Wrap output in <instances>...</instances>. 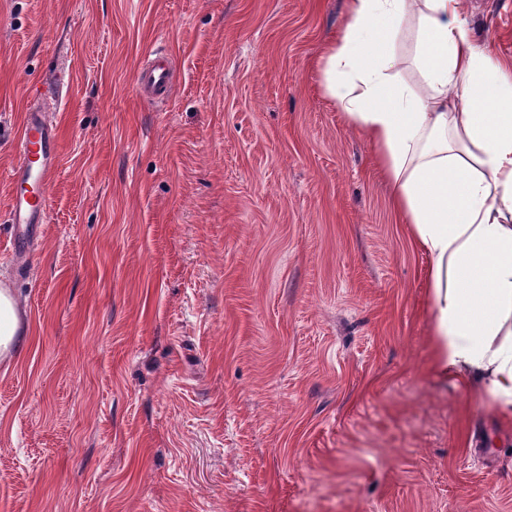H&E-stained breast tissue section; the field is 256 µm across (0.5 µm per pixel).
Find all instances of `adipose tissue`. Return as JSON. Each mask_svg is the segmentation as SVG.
<instances>
[{
    "label": "adipose tissue",
    "instance_id": "ef3b65f1",
    "mask_svg": "<svg viewBox=\"0 0 512 512\" xmlns=\"http://www.w3.org/2000/svg\"><path fill=\"white\" fill-rule=\"evenodd\" d=\"M411 55L392 40L403 28ZM326 97L376 150L429 257L434 365L512 415V62L478 48L460 0H347L319 62ZM0 289V357L21 345Z\"/></svg>",
    "mask_w": 512,
    "mask_h": 512
}]
</instances>
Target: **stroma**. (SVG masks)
Instances as JSON below:
<instances>
[{"mask_svg":"<svg viewBox=\"0 0 512 512\" xmlns=\"http://www.w3.org/2000/svg\"><path fill=\"white\" fill-rule=\"evenodd\" d=\"M512 60V0H463ZM346 0H0V172L59 150L0 364V512H512V418L432 368L428 258L324 96ZM157 52L173 95L141 98Z\"/></svg>","mask_w":512,"mask_h":512,"instance_id":"1","label":"stroma"}]
</instances>
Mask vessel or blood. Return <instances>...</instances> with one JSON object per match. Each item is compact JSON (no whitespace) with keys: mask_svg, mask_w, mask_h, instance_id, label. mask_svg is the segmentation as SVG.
<instances>
[{"mask_svg":"<svg viewBox=\"0 0 512 512\" xmlns=\"http://www.w3.org/2000/svg\"><path fill=\"white\" fill-rule=\"evenodd\" d=\"M138 88L141 95L156 102L170 99L172 67L167 56L154 55L140 73ZM57 141V127L46 112L29 109L18 141L17 158L9 170L13 195L6 218L18 228L14 236L16 247H24L32 225L47 219V175L55 163Z\"/></svg>","mask_w":512,"mask_h":512,"instance_id":"1","label":"vessel or blood"}]
</instances>
